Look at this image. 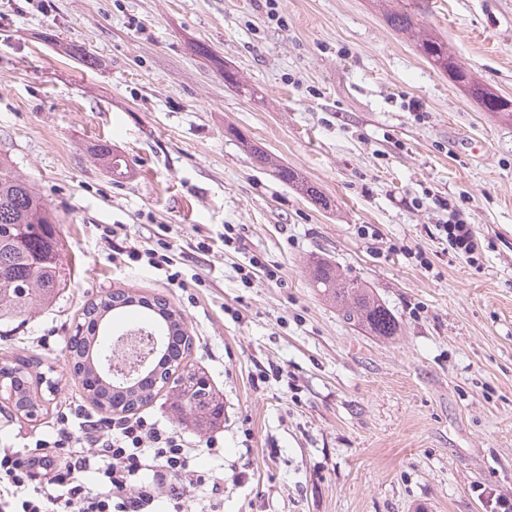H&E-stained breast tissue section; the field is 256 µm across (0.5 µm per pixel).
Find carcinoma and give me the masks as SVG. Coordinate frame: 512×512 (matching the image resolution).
Returning <instances> with one entry per match:
<instances>
[{
	"instance_id": "cac0c4a2",
	"label": "carcinoma",
	"mask_w": 512,
	"mask_h": 512,
	"mask_svg": "<svg viewBox=\"0 0 512 512\" xmlns=\"http://www.w3.org/2000/svg\"><path fill=\"white\" fill-rule=\"evenodd\" d=\"M385 18L392 30L411 37L431 66L448 74L485 111L512 117V101L487 88L459 65L448 51V44L426 33L414 13L403 8H390ZM249 155L260 166L274 169L280 181L288 184L297 182L293 171L275 163L261 148H249ZM64 246L57 215L33 184L17 172L11 157L0 153V326L5 331H11L15 322L21 324L26 321L34 309L50 303L59 289L65 287L60 263ZM312 279L321 293L336 302V307L348 322L364 327L376 336L397 334L398 325L393 316L358 280L350 279L325 264L315 266ZM125 302L143 304L161 312L173 331L184 340L183 354L190 353L192 337L188 336L184 317L169 306L166 299L156 297L148 302L129 295ZM104 315H113L112 301L88 303L84 310L86 336L82 337V348L74 356V375L80 379L88 398L97 407L113 404L112 392L104 387L91 388L89 379L93 372L85 365L84 355L85 348L94 345L96 329L93 323ZM41 367V359L34 355H18L11 362L0 365V378H4L3 384L11 404L25 418L42 406L34 389V383L44 379ZM205 381V373L191 370L175 385L176 400L172 404V412L180 422L189 421L202 427L220 418L224 403L212 388L202 390ZM159 393L158 388L146 392L140 388L127 390L128 399L141 406L152 403Z\"/></svg>"
}]
</instances>
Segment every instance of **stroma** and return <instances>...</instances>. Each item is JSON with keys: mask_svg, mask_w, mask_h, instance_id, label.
<instances>
[{"mask_svg": "<svg viewBox=\"0 0 512 512\" xmlns=\"http://www.w3.org/2000/svg\"><path fill=\"white\" fill-rule=\"evenodd\" d=\"M398 2L512 98V0ZM103 141L117 172L95 156ZM247 142L320 199L256 168ZM0 151L67 241L65 288L0 338V363L36 355L55 383L39 385L37 419L0 414V448L27 451L63 411L91 409L68 340L89 301L126 290L183 314L188 361L224 403L203 429L173 420L169 388L140 410L176 428L207 479L188 512L512 504V120L482 111L374 0H0ZM453 211L473 259L438 238ZM160 224L184 287L113 258L152 247ZM255 255L280 281H241ZM318 262L370 288L397 334L348 324L312 286Z\"/></svg>", "mask_w": 512, "mask_h": 512, "instance_id": "35a3bbf8", "label": "stroma"}]
</instances>
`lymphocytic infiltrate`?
<instances>
[{
  "mask_svg": "<svg viewBox=\"0 0 512 512\" xmlns=\"http://www.w3.org/2000/svg\"><path fill=\"white\" fill-rule=\"evenodd\" d=\"M66 451L69 461L54 474L51 485L65 488L68 512H149L157 492L169 488L175 512H184V491L203 485V476L191 470L192 453L177 432L143 416L122 418L111 430L83 416L78 427L61 418L52 439H34L27 455L0 448V488L11 495L23 492L41 463L44 448ZM98 476L95 487L81 481L82 473ZM153 481L139 483L143 472Z\"/></svg>",
  "mask_w": 512,
  "mask_h": 512,
  "instance_id": "obj_1",
  "label": "lymphocytic infiltrate"
}]
</instances>
